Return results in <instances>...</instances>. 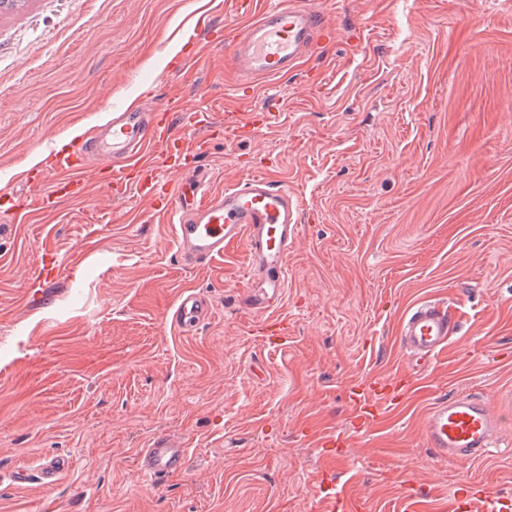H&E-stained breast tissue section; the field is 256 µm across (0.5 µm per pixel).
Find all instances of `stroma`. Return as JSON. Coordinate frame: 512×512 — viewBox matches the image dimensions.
<instances>
[{
    "mask_svg": "<svg viewBox=\"0 0 512 512\" xmlns=\"http://www.w3.org/2000/svg\"><path fill=\"white\" fill-rule=\"evenodd\" d=\"M237 0H22L0 12V512H319L316 449L350 427L345 391L398 373L415 304L456 303V332L421 387L336 459L335 488L362 512H485L512 498V0H316L335 36L257 105L282 125L215 142L207 189L251 174L295 192L298 242L269 341L242 302L244 242L185 269L173 226L136 195L39 208L24 186L33 152L88 130L114 103L153 93L235 122L237 74L224 35ZM212 39L198 64L180 59ZM47 297L25 273L43 254ZM213 314L188 336L183 289ZM488 394L505 420L493 453L449 462L419 428L432 398ZM188 439L174 477L141 478L157 434ZM63 457L54 485L17 486L19 467Z\"/></svg>",
    "mask_w": 512,
    "mask_h": 512,
    "instance_id": "1",
    "label": "stroma"
}]
</instances>
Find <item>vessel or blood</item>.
Listing matches in <instances>:
<instances>
[{
    "label": "vessel or blood",
    "instance_id": "vessel-or-blood-1",
    "mask_svg": "<svg viewBox=\"0 0 512 512\" xmlns=\"http://www.w3.org/2000/svg\"><path fill=\"white\" fill-rule=\"evenodd\" d=\"M245 18L227 44L239 76L237 96L254 99L260 82L279 79L297 70L320 41L334 33L323 11L315 6L296 7L291 0H250L241 10ZM279 114L248 116L229 125L207 119L199 109L175 99L159 102L141 95L132 104L120 105L112 119V151L120 158L118 168L108 169L96 140H89L80 155L55 153L51 166L59 179L52 193L43 194L50 206L55 194H79L86 186L89 163L108 170L104 178L108 200L136 193L151 208L176 217L178 253L186 266L210 263L224 254L229 243H247L250 274L243 303L263 312L283 294L288 255L297 239L299 204L284 187L273 186L261 176L240 180L219 193L207 192L198 178V163L207 153L210 133L251 139L260 128L280 124ZM203 128L205 137L194 148L184 142L186 130ZM178 173V197L165 199L169 173ZM211 313L193 291L177 300L172 317L181 333H192ZM449 304L423 301L406 314L400 344L408 362L394 378L379 379L350 388V419L355 431L366 432L411 391L432 361L449 344L453 334ZM502 429V417L494 398L459 393L435 398L423 415L422 431L429 448L453 462L477 459L491 452ZM186 446L167 436L153 438L140 456L139 471L150 478L180 474L187 462Z\"/></svg>",
    "mask_w": 512,
    "mask_h": 512
}]
</instances>
